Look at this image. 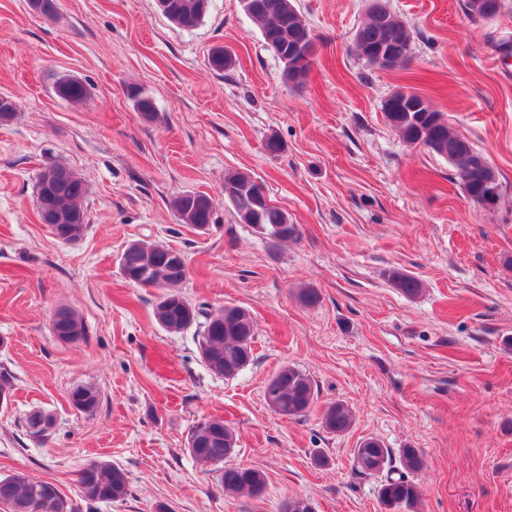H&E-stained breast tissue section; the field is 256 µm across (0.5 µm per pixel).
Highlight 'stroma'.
<instances>
[{"label":"stroma","instance_id":"35a3bbf8","mask_svg":"<svg viewBox=\"0 0 512 512\" xmlns=\"http://www.w3.org/2000/svg\"><path fill=\"white\" fill-rule=\"evenodd\" d=\"M385 3L412 32L395 68L355 49L372 0H297L315 52L294 87L239 0H210L192 29L156 0H56L51 17L0 0V95L18 105L0 125V366L15 376L0 404V475L53 482L74 500L86 464L127 471L125 500L81 512H283L292 498L315 512H383L378 479L353 467L375 437L422 453L417 512H512V0L487 20L463 0ZM215 46L235 67L211 68ZM64 77L84 82L85 100L57 96ZM131 84L154 98L152 117L127 97ZM399 89L485 155L501 183L496 209L473 204L447 159L390 127L383 104ZM52 162L89 187L87 229L71 244L35 214L37 175ZM235 170L264 185L297 240L276 245L239 221L224 199ZM198 191L216 204L204 233L171 206ZM136 241L183 252L180 291L193 305L250 312L254 358L237 377L205 367L197 328L171 334L155 321L157 289L120 269ZM394 268L420 281L418 296L394 288ZM306 287L316 305L300 302ZM60 305L80 314L84 341L53 335ZM288 364L317 387L296 420L263 396ZM77 384L98 390L94 412L70 404ZM337 401L354 413L341 434L321 423ZM37 408L55 420L43 441L23 425ZM211 417L237 436L231 464L265 473L261 496L224 493L190 455L191 429Z\"/></svg>","mask_w":512,"mask_h":512}]
</instances>
